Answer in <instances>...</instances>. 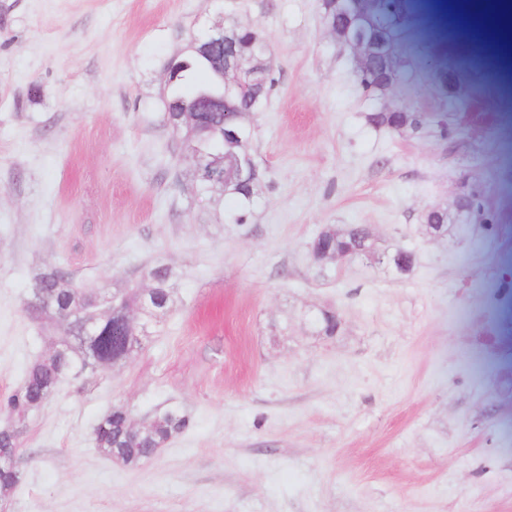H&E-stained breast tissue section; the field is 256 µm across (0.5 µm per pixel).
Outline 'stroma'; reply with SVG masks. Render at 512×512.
I'll use <instances>...</instances> for the list:
<instances>
[{
    "label": "stroma",
    "instance_id": "1",
    "mask_svg": "<svg viewBox=\"0 0 512 512\" xmlns=\"http://www.w3.org/2000/svg\"><path fill=\"white\" fill-rule=\"evenodd\" d=\"M387 11L417 67L392 99L443 126L368 122L381 101L321 0H0V397L63 334L23 310L37 273H178L143 349L31 419L9 512H512V110L459 63L456 25ZM217 23L257 32L277 80L241 224L233 197L196 193L164 120L170 60ZM461 196L476 212L430 235ZM327 224L368 227L385 260L319 264ZM166 405L192 427L151 463L96 449L112 407Z\"/></svg>",
    "mask_w": 512,
    "mask_h": 512
}]
</instances>
